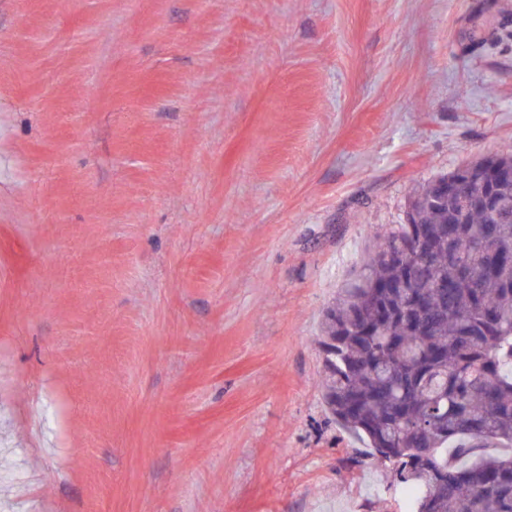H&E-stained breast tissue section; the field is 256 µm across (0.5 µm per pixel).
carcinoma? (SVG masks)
<instances>
[{
  "label": "carcinoma",
  "mask_w": 512,
  "mask_h": 512,
  "mask_svg": "<svg viewBox=\"0 0 512 512\" xmlns=\"http://www.w3.org/2000/svg\"><path fill=\"white\" fill-rule=\"evenodd\" d=\"M472 192L512 201V148L468 163ZM430 177L410 220L367 250L321 325L325 402L368 457L417 489L409 512H512V221L436 201ZM423 236L428 250L385 258ZM463 261L448 260V246ZM505 445L497 454L489 443Z\"/></svg>",
  "instance_id": "1"
}]
</instances>
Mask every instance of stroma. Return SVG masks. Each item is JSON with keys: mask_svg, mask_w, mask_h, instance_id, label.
Returning a JSON list of instances; mask_svg holds the SVG:
<instances>
[{"mask_svg": "<svg viewBox=\"0 0 512 512\" xmlns=\"http://www.w3.org/2000/svg\"><path fill=\"white\" fill-rule=\"evenodd\" d=\"M510 146L512 0H0V512H405L323 314Z\"/></svg>", "mask_w": 512, "mask_h": 512, "instance_id": "stroma-1", "label": "stroma"}]
</instances>
